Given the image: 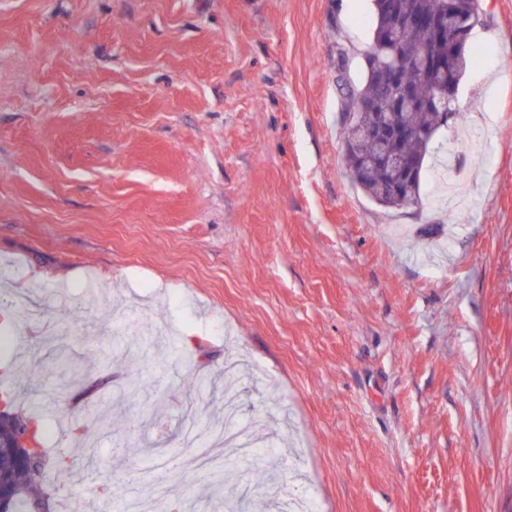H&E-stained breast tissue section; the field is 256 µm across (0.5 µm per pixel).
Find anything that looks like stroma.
I'll return each instance as SVG.
<instances>
[{
    "instance_id": "1",
    "label": "stroma",
    "mask_w": 512,
    "mask_h": 512,
    "mask_svg": "<svg viewBox=\"0 0 512 512\" xmlns=\"http://www.w3.org/2000/svg\"><path fill=\"white\" fill-rule=\"evenodd\" d=\"M372 0H0V314L15 405L74 512H512V0H480L459 192L392 210L346 174ZM77 344L131 446L112 497L61 485L52 358ZM144 389L130 397L129 382ZM233 405L273 480L190 458Z\"/></svg>"
}]
</instances>
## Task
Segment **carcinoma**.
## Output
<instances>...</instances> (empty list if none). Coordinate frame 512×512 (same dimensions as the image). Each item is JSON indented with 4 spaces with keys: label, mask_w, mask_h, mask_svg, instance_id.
Listing matches in <instances>:
<instances>
[{
    "label": "carcinoma",
    "mask_w": 512,
    "mask_h": 512,
    "mask_svg": "<svg viewBox=\"0 0 512 512\" xmlns=\"http://www.w3.org/2000/svg\"><path fill=\"white\" fill-rule=\"evenodd\" d=\"M479 8L478 0H374L372 44L365 56V77L357 89L349 95L342 125L345 135V164L351 181L375 203L389 209L418 208L421 206V184L427 155L436 150L435 140L441 128L448 126V119L455 115L453 100L429 107L425 102L435 88L443 83V71L435 69L420 75L411 53L424 49L432 57L449 64L457 76L464 75L475 61L476 51L469 44L470 35H465L453 56H448V39L461 31L457 20H468L471 12ZM412 13L427 16L451 15L454 29L448 36L436 40L430 38L422 27L409 25L405 17ZM387 65L400 70L415 89L419 104L405 108L394 105V97L386 91L379 79L378 68ZM385 112L399 124L408 127L410 134L391 144V150L416 160L420 171L412 181L395 173L383 160L382 150L376 140L365 135L378 114ZM15 417L24 419L31 428L33 440L40 445L39 457L34 461L16 462L0 452V471L7 476L12 489L10 512H33L32 507L50 500V495L38 492L36 477L49 463L43 448L45 427L36 423V418L15 412ZM88 438H83L76 452H68V461L61 471L71 479L82 480L89 476L84 469L80 454L92 452Z\"/></svg>",
    "instance_id": "cac0c4a2"
}]
</instances>
